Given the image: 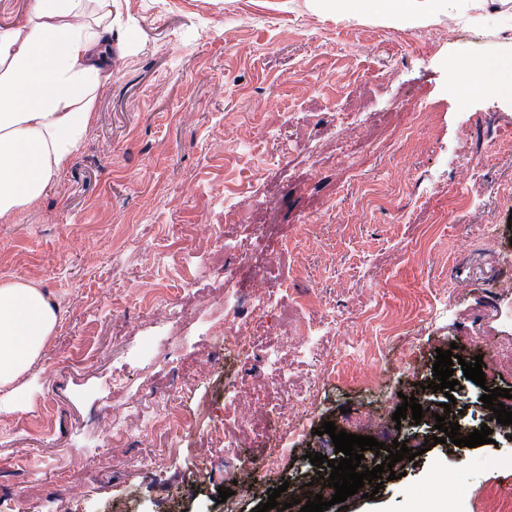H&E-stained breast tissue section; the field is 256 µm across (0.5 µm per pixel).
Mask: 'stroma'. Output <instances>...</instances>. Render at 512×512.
<instances>
[{"mask_svg":"<svg viewBox=\"0 0 512 512\" xmlns=\"http://www.w3.org/2000/svg\"><path fill=\"white\" fill-rule=\"evenodd\" d=\"M112 24L126 45L79 148L37 201L0 218V281L43 288L63 312L0 409V494L20 512H222L219 488L262 463L276 423L256 383L265 365L221 349L229 281L265 283L261 333L291 370L289 394L328 373L308 430L239 512L328 473L305 457H334L323 422L357 435L365 408L431 397L437 349L484 358L485 386L456 394L452 412L479 416L484 388L512 390V367L489 360L512 343V301L494 288L512 277L500 259L512 252V94L492 80L461 91L465 62L512 48L495 11L404 28L307 0H113ZM230 205L273 223L228 224ZM331 314L336 332L321 336ZM302 325L321 355L291 356ZM408 355L413 378L385 372ZM234 389L257 424L227 450L210 436ZM171 399L185 430L145 431ZM415 435L429 447L401 478L327 512H429L445 483L447 512L512 498L500 433L453 451L406 418L379 439ZM201 469L211 481L192 485Z\"/></svg>","mask_w":512,"mask_h":512,"instance_id":"obj_1","label":"stroma"}]
</instances>
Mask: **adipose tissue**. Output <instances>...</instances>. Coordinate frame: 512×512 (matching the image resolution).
I'll return each mask as SVG.
<instances>
[{
    "instance_id": "obj_1",
    "label": "adipose tissue",
    "mask_w": 512,
    "mask_h": 512,
    "mask_svg": "<svg viewBox=\"0 0 512 512\" xmlns=\"http://www.w3.org/2000/svg\"><path fill=\"white\" fill-rule=\"evenodd\" d=\"M348 18L417 27L484 13L487 0H311ZM112 0H32L26 21L0 28V217L35 202L77 150L109 77ZM59 320L48 293L0 283V390L40 357Z\"/></svg>"
}]
</instances>
